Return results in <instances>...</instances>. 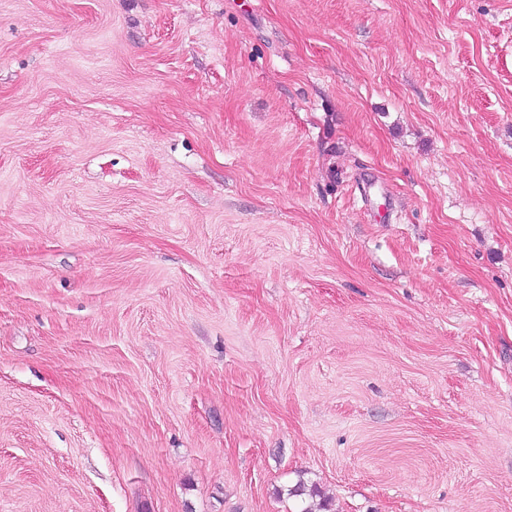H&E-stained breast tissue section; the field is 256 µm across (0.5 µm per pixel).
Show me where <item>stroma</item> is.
Returning a JSON list of instances; mask_svg holds the SVG:
<instances>
[{"label": "stroma", "instance_id": "1", "mask_svg": "<svg viewBox=\"0 0 512 512\" xmlns=\"http://www.w3.org/2000/svg\"><path fill=\"white\" fill-rule=\"evenodd\" d=\"M306 507L512 512V0H0V512Z\"/></svg>", "mask_w": 512, "mask_h": 512}]
</instances>
